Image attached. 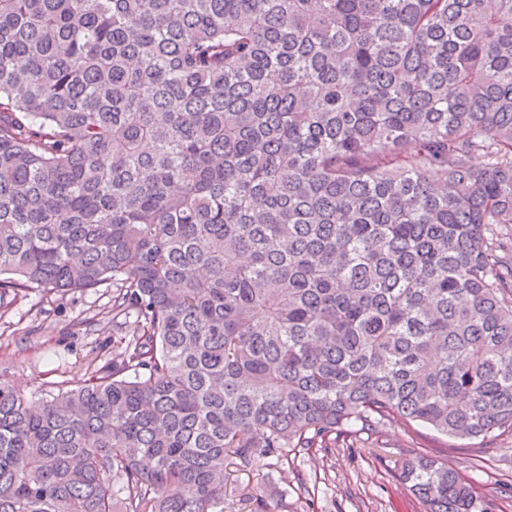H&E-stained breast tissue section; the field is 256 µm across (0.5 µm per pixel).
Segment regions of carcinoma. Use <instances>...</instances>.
Returning a JSON list of instances; mask_svg holds the SVG:
<instances>
[{
    "label": "carcinoma",
    "instance_id": "1",
    "mask_svg": "<svg viewBox=\"0 0 512 512\" xmlns=\"http://www.w3.org/2000/svg\"><path fill=\"white\" fill-rule=\"evenodd\" d=\"M0 0V294L122 351L0 378V512H224L226 461L512 435V0ZM425 512H475L419 455ZM0 302V378L34 403L45 390L76 388L93 360L92 366L102 365L121 351L117 340L126 328L106 314L112 283L63 297L36 290L16 302L10 293ZM95 314L93 323H81Z\"/></svg>",
    "mask_w": 512,
    "mask_h": 512
}]
</instances>
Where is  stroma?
<instances>
[{"label":"stroma","instance_id":"stroma-1","mask_svg":"<svg viewBox=\"0 0 512 512\" xmlns=\"http://www.w3.org/2000/svg\"><path fill=\"white\" fill-rule=\"evenodd\" d=\"M112 287L65 296L33 291L27 299L0 297V378L32 402L46 390L81 385L89 364L120 352L124 326L113 323ZM447 437L389 423L359 448L303 453L294 463L269 458L226 468L224 512H424L401 478L406 460L431 454L448 461L470 483L477 512H512V437L481 456L449 450Z\"/></svg>","mask_w":512,"mask_h":512}]
</instances>
